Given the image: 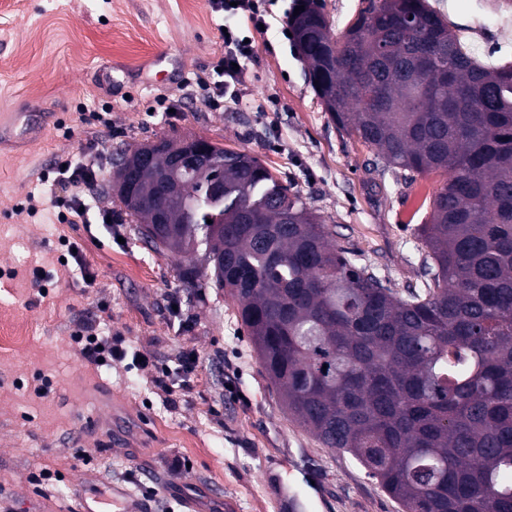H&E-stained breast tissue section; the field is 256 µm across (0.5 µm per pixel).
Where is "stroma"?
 <instances>
[{
    "instance_id": "obj_1",
    "label": "stroma",
    "mask_w": 512,
    "mask_h": 512,
    "mask_svg": "<svg viewBox=\"0 0 512 512\" xmlns=\"http://www.w3.org/2000/svg\"><path fill=\"white\" fill-rule=\"evenodd\" d=\"M481 2L434 6L454 32L471 33L478 59L512 63V26L481 15ZM294 5L275 0L268 30L240 24L256 46L248 81L238 104L214 111L179 89L181 76L209 69L222 52V16L209 0H0V113L22 107L54 122L41 140L0 149V316L31 330L25 346L0 352V512H78L84 499L116 512L113 487L141 493L124 482L130 468L156 479L144 512H186L189 503L196 512H276L281 494L303 491L310 474L323 490L315 512H401L349 455L289 417L227 291L185 287L175 259L140 237L111 188L113 157L201 135L256 154L391 288L422 287L426 250L416 229L445 178L379 173L376 150L336 127L288 35ZM160 52L178 57L177 77L143 72ZM161 94L169 111L155 108ZM105 107L111 127L79 118ZM68 154L99 166L88 194L111 209L112 226L28 215L27 196H49L41 176ZM68 240L81 244L94 287L62 265ZM173 298L182 304L176 315ZM103 303L109 331L130 350L168 366L196 352L192 388L166 392L152 367L88 363L72 335L97 321ZM133 421L127 447H113L111 430ZM173 456L187 462L176 474L166 467Z\"/></svg>"
}]
</instances>
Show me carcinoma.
<instances>
[{
	"mask_svg": "<svg viewBox=\"0 0 512 512\" xmlns=\"http://www.w3.org/2000/svg\"><path fill=\"white\" fill-rule=\"evenodd\" d=\"M295 45L336 126L384 167L439 171L419 236L434 272L398 292L357 266L254 154L121 200L191 287L225 288L288 414L401 512H512V65L481 61L429 0H369L338 38L299 0ZM224 202H210L216 182Z\"/></svg>",
	"mask_w": 512,
	"mask_h": 512,
	"instance_id": "1",
	"label": "carcinoma"
}]
</instances>
